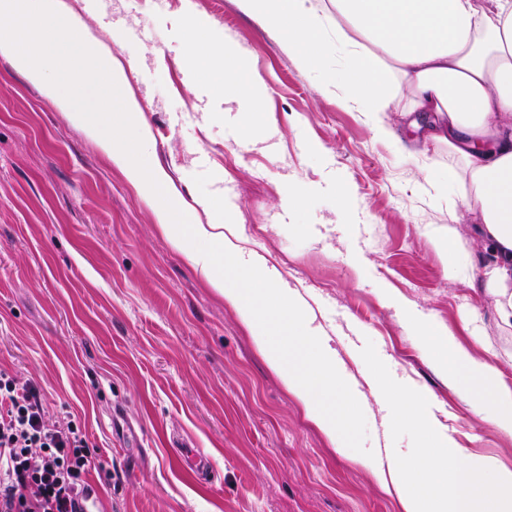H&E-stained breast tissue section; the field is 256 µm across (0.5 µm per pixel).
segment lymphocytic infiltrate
Listing matches in <instances>:
<instances>
[{"label":"lymphocytic infiltrate","instance_id":"lymphocytic-infiltrate-1","mask_svg":"<svg viewBox=\"0 0 512 512\" xmlns=\"http://www.w3.org/2000/svg\"><path fill=\"white\" fill-rule=\"evenodd\" d=\"M92 467L82 430L48 423L38 388L0 371V512H85Z\"/></svg>","mask_w":512,"mask_h":512}]
</instances>
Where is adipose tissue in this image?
Here are the masks:
<instances>
[{
	"label": "adipose tissue",
	"mask_w": 512,
	"mask_h": 512,
	"mask_svg": "<svg viewBox=\"0 0 512 512\" xmlns=\"http://www.w3.org/2000/svg\"><path fill=\"white\" fill-rule=\"evenodd\" d=\"M239 10L268 33L286 40L297 64L320 91L361 113L381 138L417 166L425 184L465 201L480 222L488 260L482 283L499 320L512 326V0H237ZM62 0H0V56L80 127L152 211L167 242L237 313L268 365L303 406L332 447H346L347 430L358 427L349 413L359 390L331 338L317 324L297 289L279 268L240 245L234 225L219 223V197L187 204L164 166L150 151L152 133L142 106L128 94L137 59L111 57L97 39L87 51L106 59L111 99L97 111L78 106L50 71L64 59L52 40H38L28 17L55 22ZM239 53L223 39L202 33L188 60L223 64L213 76L216 96L232 91L263 107L259 77L242 81ZM419 128L425 142L447 147L453 164L437 176L426 153L397 138L386 116ZM210 217L195 222V211ZM421 336L438 349V369L476 413L489 415L512 435V385L489 363L474 358L446 329L424 324Z\"/></svg>",
	"instance_id": "ef3b65f1"
}]
</instances>
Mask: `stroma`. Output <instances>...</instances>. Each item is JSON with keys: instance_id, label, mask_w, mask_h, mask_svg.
I'll use <instances>...</instances> for the list:
<instances>
[{"instance_id": "obj_1", "label": "stroma", "mask_w": 512, "mask_h": 512, "mask_svg": "<svg viewBox=\"0 0 512 512\" xmlns=\"http://www.w3.org/2000/svg\"><path fill=\"white\" fill-rule=\"evenodd\" d=\"M65 2L113 56L139 55L130 89L155 155L182 193L224 197L246 248L304 295L360 391L370 341L459 446L511 469L512 436L466 404L406 319L413 310L443 326L512 384V328L482 285L476 214L426 192L416 167L323 95L236 0H112L108 12L102 0ZM69 17L56 24L71 44L57 79L90 109L110 90L81 85L90 61ZM197 19L244 50L276 136L246 140L247 100L214 96L186 64ZM340 182L353 189L347 214ZM454 221L472 259L465 276L435 238ZM0 369L40 389L50 422L81 428L101 512H399L357 452H338L308 420L95 144L3 57ZM116 412L127 431L113 430ZM187 446L206 456L209 479L188 472Z\"/></svg>"}]
</instances>
